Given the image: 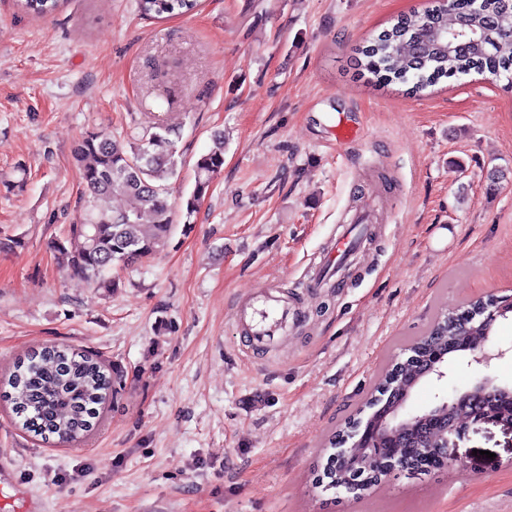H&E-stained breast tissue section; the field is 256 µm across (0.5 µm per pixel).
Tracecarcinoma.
<instances>
[{
    "label": "carcinoma",
    "instance_id": "1",
    "mask_svg": "<svg viewBox=\"0 0 512 512\" xmlns=\"http://www.w3.org/2000/svg\"><path fill=\"white\" fill-rule=\"evenodd\" d=\"M35 16L54 13L63 0H17ZM201 0H138L139 10L156 18L187 16L198 10ZM456 10L468 25L481 30L483 39L464 54L440 44L436 30L455 33L446 5L440 3L421 16H403L381 31L360 50L358 65L379 84L399 82L418 93L446 78H460L473 72L495 71L512 80V0H456ZM179 132L172 125L154 122L142 135L121 138L105 129L86 132L75 145L74 158L84 183L80 203L84 222L73 224L66 238L53 242L59 265L98 288L112 287V270L125 269L162 249L172 232L175 202L171 181L178 178L182 154ZM224 166V133L212 138V146L195 163V186L180 201L191 217L213 180ZM131 202L122 210L112 209V198ZM488 324L474 302L454 312H442L426 334L405 348L407 357L389 368L376 392L388 384L398 392L413 395L415 376L426 360L463 353L483 341ZM4 397L21 418L23 428L46 439L68 442L89 431L112 381L101 364L67 348L47 346L39 355L17 363ZM381 399L365 404L370 410L348 422L333 435L331 447L357 433L359 444L349 448L347 458L336 464V454L327 459L316 484L324 491L344 488L365 491L397 470L409 478L453 471L457 465L437 456L423 457L420 449L434 448L448 425H460L468 417L465 399L441 415L421 416L393 434L394 447L376 456L370 454L364 430L373 420Z\"/></svg>",
    "mask_w": 512,
    "mask_h": 512
}]
</instances>
